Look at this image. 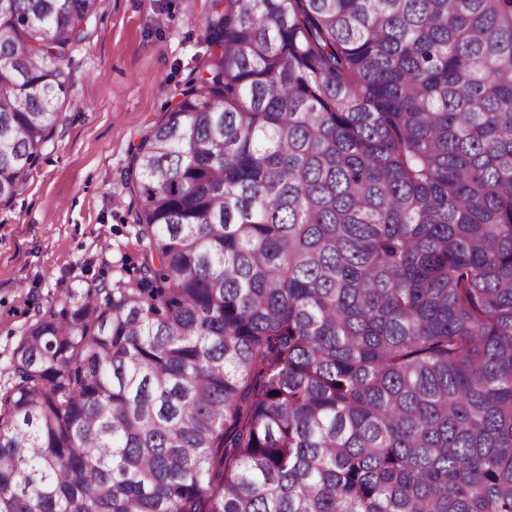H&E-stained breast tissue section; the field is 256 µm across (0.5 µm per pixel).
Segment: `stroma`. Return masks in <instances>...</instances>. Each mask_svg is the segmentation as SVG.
Masks as SVG:
<instances>
[{
  "mask_svg": "<svg viewBox=\"0 0 512 512\" xmlns=\"http://www.w3.org/2000/svg\"><path fill=\"white\" fill-rule=\"evenodd\" d=\"M213 0H101L91 37L69 60L61 121L14 198L0 202V367L43 303L132 263L120 197L132 149L209 58Z\"/></svg>",
  "mask_w": 512,
  "mask_h": 512,
  "instance_id": "obj_1",
  "label": "stroma"
}]
</instances>
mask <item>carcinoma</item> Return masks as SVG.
<instances>
[{
	"instance_id": "cac0c4a2",
	"label": "carcinoma",
	"mask_w": 512,
	"mask_h": 512,
	"mask_svg": "<svg viewBox=\"0 0 512 512\" xmlns=\"http://www.w3.org/2000/svg\"><path fill=\"white\" fill-rule=\"evenodd\" d=\"M99 0H0V201ZM137 262L27 299L0 512H512V0H214Z\"/></svg>"
}]
</instances>
